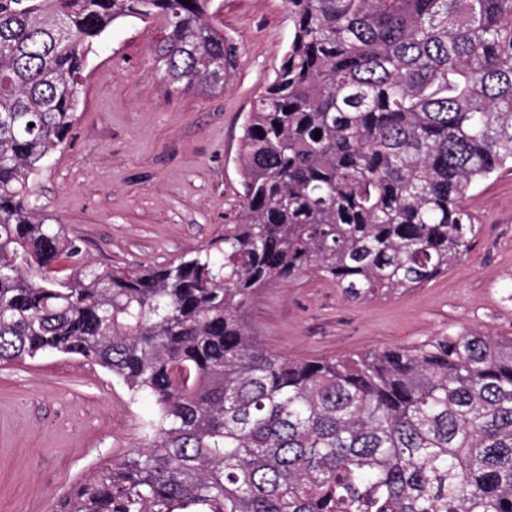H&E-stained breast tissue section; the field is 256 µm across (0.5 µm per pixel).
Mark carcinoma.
<instances>
[{
    "label": "carcinoma",
    "mask_w": 512,
    "mask_h": 512,
    "mask_svg": "<svg viewBox=\"0 0 512 512\" xmlns=\"http://www.w3.org/2000/svg\"><path fill=\"white\" fill-rule=\"evenodd\" d=\"M209 4L0 0V363L80 357L155 404L146 446L55 512H512V336L300 360L246 320L274 282L309 273L362 304L470 252L461 200L512 164V0H287L224 236L98 272L39 217L33 176L116 21L162 22L149 56L172 92L224 90L237 47Z\"/></svg>",
    "instance_id": "obj_1"
}]
</instances>
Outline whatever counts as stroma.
Returning a JSON list of instances; mask_svg holds the SVG:
<instances>
[{
    "label": "stroma",
    "mask_w": 512,
    "mask_h": 512,
    "mask_svg": "<svg viewBox=\"0 0 512 512\" xmlns=\"http://www.w3.org/2000/svg\"><path fill=\"white\" fill-rule=\"evenodd\" d=\"M238 48L223 91L171 93L149 58L159 21L128 18L95 44L70 142L34 179L49 223L97 268L160 265L219 238L241 203V124L274 75L292 25L286 0H212ZM464 207L471 251L423 287L365 304L307 274L256 292L247 309L266 349L295 359L486 331L512 336V166L478 182ZM150 400L102 367L48 353L0 365V512H53L86 472L144 446Z\"/></svg>",
    "instance_id": "1"
}]
</instances>
